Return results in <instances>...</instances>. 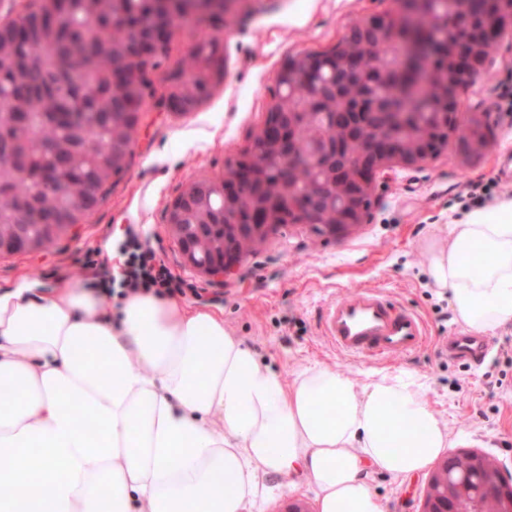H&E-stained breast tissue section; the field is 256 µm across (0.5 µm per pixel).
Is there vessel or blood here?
<instances>
[{
	"mask_svg": "<svg viewBox=\"0 0 512 512\" xmlns=\"http://www.w3.org/2000/svg\"><path fill=\"white\" fill-rule=\"evenodd\" d=\"M320 331L339 352L376 361L414 352L427 340L424 322L416 313L371 289L327 303Z\"/></svg>",
	"mask_w": 512,
	"mask_h": 512,
	"instance_id": "1",
	"label": "vessel or blood"
}]
</instances>
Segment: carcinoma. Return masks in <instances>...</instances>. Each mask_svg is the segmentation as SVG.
I'll return each instance as SVG.
<instances>
[{
  "label": "carcinoma",
  "instance_id": "obj_1",
  "mask_svg": "<svg viewBox=\"0 0 512 512\" xmlns=\"http://www.w3.org/2000/svg\"><path fill=\"white\" fill-rule=\"evenodd\" d=\"M38 10L13 21L24 30L19 36L6 31L0 34V239L22 235L30 250L53 246L68 234L60 223L69 219L74 224L81 217L71 212L76 199L92 185L106 187L107 168L101 166L98 154L81 152L78 147L88 144L99 150H112V168L121 173L131 154L138 116L119 122L115 116L125 112L131 98L145 99L146 94L124 84L112 82L114 72L123 67L144 73L158 68L159 60L148 62L130 56L129 25L136 23L142 34L156 26L178 28L192 20L200 32L194 50L181 60L179 70L171 75L172 87L180 85L182 77L191 78L188 101L201 104L210 98L212 89L224 79V70L211 67L218 45L209 29L214 27L203 17L184 13L181 0H168L162 9L150 5V0H40ZM496 0H472L467 17L423 16L414 27L419 38L429 40L434 31L448 28L455 38L448 47L435 49L432 70L422 76L386 74L384 66H396L404 50L402 43L391 40L379 54L361 45L356 35L343 37L332 48L311 51L288 59L299 77L288 83L292 99L307 103L319 94L322 101L310 106V112L297 117L291 132V159L270 142L257 146L256 176L238 193V220L249 219L247 209L283 193L279 178L280 167L291 163L288 193L305 192L316 176L308 156L323 145V136L332 125L333 114L341 111L342 101L336 99L335 88L341 86L348 102L356 103V95H367L366 102L378 103L379 111L390 112L397 104L392 81L399 78L405 88L402 94L411 98L403 111L411 116L403 124L385 130V134L411 144L430 141L448 111V84L453 80L452 57L459 48L479 47L480 55L488 58L494 46L481 40V30L497 10ZM95 25L105 30V39L91 36ZM46 41L52 38L64 43V51L72 60L71 69L63 78L51 72V66L37 47L38 34ZM353 53L364 62L365 84L346 79L341 59ZM218 195L199 200L192 219L205 226L210 245L220 246L223 230L213 211L220 208ZM26 210L33 217L27 224L18 221ZM500 500L497 489L487 491L480 504L467 500L459 503V512H477L492 508Z\"/></svg>",
  "mask_w": 512,
  "mask_h": 512
}]
</instances>
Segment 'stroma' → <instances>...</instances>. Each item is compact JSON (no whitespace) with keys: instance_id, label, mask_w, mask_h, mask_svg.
<instances>
[{"instance_id":"35a3bbf8","label":"stroma","mask_w":512,"mask_h":512,"mask_svg":"<svg viewBox=\"0 0 512 512\" xmlns=\"http://www.w3.org/2000/svg\"><path fill=\"white\" fill-rule=\"evenodd\" d=\"M394 0H249L235 24L220 29L224 80L193 112L169 109V77L199 35L189 26L171 37L152 73L132 144V155L105 198L77 234L55 246L0 256V291L32 288L51 293L74 283L81 263L107 266L124 259L131 237L156 251L173 273L192 280L199 295L181 297L192 308L223 317L224 327L291 383L302 370L329 366L354 382L366 375L408 370L451 434V451L477 450L512 470V365L501 356L512 324L486 336L487 351L473 362L448 357L441 346L462 333L448 295L425 274L430 246H447V227L468 214L470 183L491 184L493 199L512 196V113L499 95L512 86V32L501 37L482 74L461 94L460 115L483 112L494 137L482 155L461 158L446 148L420 167L391 163L379 172L363 224L329 240L304 224H288L257 245L230 278L204 277L187 265L167 222L170 204L191 181L222 177L264 124L276 93L275 75L292 56L334 46L357 19L395 11ZM375 289L419 314L428 339L418 351L383 362L356 359L321 335L326 304L345 293ZM425 477L403 482L375 471L374 492L389 512H417Z\"/></svg>"}]
</instances>
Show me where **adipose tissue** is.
Here are the masks:
<instances>
[{
    "label": "adipose tissue",
    "instance_id": "1",
    "mask_svg": "<svg viewBox=\"0 0 512 512\" xmlns=\"http://www.w3.org/2000/svg\"><path fill=\"white\" fill-rule=\"evenodd\" d=\"M426 273L455 319L512 323V197L450 225ZM0 292V512H246L271 476L303 478L319 512H386L370 471L406 480L451 443L415 374L291 384L205 311L152 295Z\"/></svg>",
    "mask_w": 512,
    "mask_h": 512
}]
</instances>
